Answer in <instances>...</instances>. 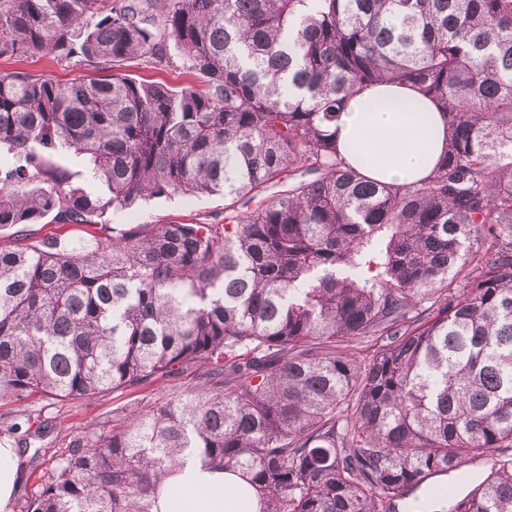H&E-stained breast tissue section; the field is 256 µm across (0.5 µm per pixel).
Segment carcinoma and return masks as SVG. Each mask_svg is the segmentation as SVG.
I'll return each instance as SVG.
<instances>
[{
    "mask_svg": "<svg viewBox=\"0 0 512 512\" xmlns=\"http://www.w3.org/2000/svg\"><path fill=\"white\" fill-rule=\"evenodd\" d=\"M45 49L110 74L0 73V229L94 232L0 245V394L204 382L76 441L20 512H151L188 448L246 470L261 512H408L476 459L452 512H512V0H0V56ZM175 57L196 83L119 72ZM383 81L446 117L420 183L336 151ZM68 150L102 192L49 161ZM226 189L222 224L104 220ZM358 338L383 344L357 360ZM20 229V226L0 229V240L5 243L14 242L18 244H24L31 242L35 238L43 237L45 235L48 236H57L61 239L67 240L71 246L75 249H79L80 240L85 236V232H83V228L75 227V226H59V224H34L26 229H31L35 234L32 239L29 240H15L18 238H22V236L17 237L16 235H20L21 233H15Z\"/></svg>",
    "mask_w": 512,
    "mask_h": 512,
    "instance_id": "1",
    "label": "carcinoma"
}]
</instances>
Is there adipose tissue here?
Instances as JSON below:
<instances>
[{"instance_id": "ef3b65f1", "label": "adipose tissue", "mask_w": 512, "mask_h": 512, "mask_svg": "<svg viewBox=\"0 0 512 512\" xmlns=\"http://www.w3.org/2000/svg\"><path fill=\"white\" fill-rule=\"evenodd\" d=\"M331 130L338 153L365 177L384 184L426 179L448 140L445 120L416 90L378 83L346 102ZM23 455L0 444V512H13L23 480ZM255 489L242 470L209 464L185 451L161 483L151 512H260Z\"/></svg>"}]
</instances>
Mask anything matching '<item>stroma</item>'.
<instances>
[{"label":"stroma","instance_id":"35a3bbf8","mask_svg":"<svg viewBox=\"0 0 512 512\" xmlns=\"http://www.w3.org/2000/svg\"><path fill=\"white\" fill-rule=\"evenodd\" d=\"M10 71H25L63 84L96 75L94 69L57 59L47 51L21 58L0 57V72ZM225 203L221 194L155 198L133 211L111 214L109 220L114 225L220 224L224 221ZM198 383V372L191 369L177 378L115 390L93 399L0 396V438L14 441L24 455L19 499L37 495L46 468L67 454L72 444L96 424L148 411L173 394L196 388Z\"/></svg>","mask_w":512,"mask_h":512}]
</instances>
